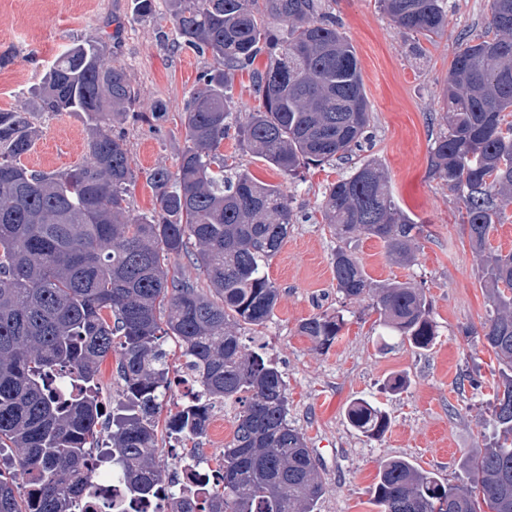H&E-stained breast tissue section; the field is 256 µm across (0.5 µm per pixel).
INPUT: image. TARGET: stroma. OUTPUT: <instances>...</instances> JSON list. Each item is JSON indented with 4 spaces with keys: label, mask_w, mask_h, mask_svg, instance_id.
Instances as JSON below:
<instances>
[{
    "label": "stroma",
    "mask_w": 512,
    "mask_h": 512,
    "mask_svg": "<svg viewBox=\"0 0 512 512\" xmlns=\"http://www.w3.org/2000/svg\"><path fill=\"white\" fill-rule=\"evenodd\" d=\"M338 30L354 46L372 109L369 139L361 151L321 167L284 176L241 146L225 139L224 156L257 179L286 187L296 221L265 272L279 290L273 316L264 327L246 326L245 345H263L287 385L288 420L304 433L325 479L318 512H378L373 500L377 462L406 458L450 482L463 480L468 451L493 440L485 410L487 392L461 380L490 377L482 343L490 306L476 257L461 220L463 204L428 168L429 150L443 132L441 90L462 43L492 36L489 0H447L448 26L436 38L397 28L378 0H325ZM124 21L115 29L113 17ZM164 0L154 14L135 13L132 0H0V109L28 107L30 89L54 59L89 34L112 36V58L127 70L139 99L115 126L126 140L134 179L128 195L131 214L155 207L148 176L175 169L186 145L185 102L210 56L160 41L171 31ZM166 116L154 120L155 104ZM41 131L24 164L39 171L64 170L86 155V118L80 112L36 113ZM377 158L385 167L397 205L424 227L416 260L402 265L379 241L354 243L367 274L380 282H408L422 288L438 336L420 351L383 340L370 300H346L336 288L332 254L337 241L322 224L319 207L329 184L354 163ZM342 312L346 325L333 346L316 350L299 331L310 316ZM404 376L391 391L387 381ZM366 398L391 421L380 438L352 428L346 409Z\"/></svg>",
    "instance_id": "35a3bbf8"
}]
</instances>
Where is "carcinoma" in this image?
Listing matches in <instances>:
<instances>
[{"label":"carcinoma","mask_w":512,"mask_h":512,"mask_svg":"<svg viewBox=\"0 0 512 512\" xmlns=\"http://www.w3.org/2000/svg\"><path fill=\"white\" fill-rule=\"evenodd\" d=\"M379 2L398 28L428 39L447 23L444 0ZM165 3L174 42L210 54L214 66L187 100L176 170L149 175L152 213L133 218L127 206L133 170L112 126L138 94L112 62L110 37L95 33L65 50L34 92L39 112L86 116L81 164L28 169L22 158L39 137L32 111L0 110V512H79L89 465L102 462L130 500L165 484L157 415L171 389L169 339L199 394L167 422L168 433L192 443L211 407H238L205 512H317L325 491L313 449L288 423L281 371L238 334L264 325L277 305L264 265L294 223L291 200L245 169L224 176L220 147L231 129L227 91L236 72L265 53L267 65L252 76L260 106L237 126L241 144L286 176L352 154L371 121L360 63L322 0ZM490 13L494 37L465 42L451 61L446 129L428 162L459 194L480 261L490 303L484 346L498 365L489 407L496 437L465 456L467 482L449 483L408 459L381 460L373 490L380 512H512V253L487 248L512 208V0H490ZM320 213L339 242L338 292L373 301L385 335L429 349L436 329L423 290L372 280L351 246L364 235L397 262L416 259L421 228L400 210L382 164L354 165L326 189ZM182 255L193 257L208 289L170 271ZM344 326L336 312L299 330L327 350ZM113 353L123 398L105 420L98 376ZM346 418L370 438L389 427L364 398L350 402ZM21 479L35 494H20ZM166 491L168 512H194L188 491L173 482Z\"/></svg>","instance_id":"cac0c4a2"}]
</instances>
